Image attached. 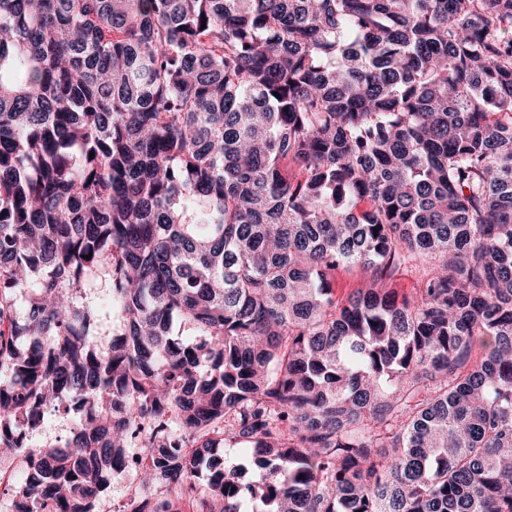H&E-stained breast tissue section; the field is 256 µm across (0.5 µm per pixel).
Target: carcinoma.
Listing matches in <instances>:
<instances>
[{"instance_id":"carcinoma-1","label":"carcinoma","mask_w":512,"mask_h":512,"mask_svg":"<svg viewBox=\"0 0 512 512\" xmlns=\"http://www.w3.org/2000/svg\"><path fill=\"white\" fill-rule=\"evenodd\" d=\"M16 457L13 512L132 457L129 512H512V0H0ZM332 284L336 291V296L346 299L357 289L366 288L369 285V279L359 269L337 270L333 274ZM77 305H93L105 309L110 302V291L103 278L94 276L89 278L81 291L75 295ZM74 422L72 413L65 414L51 406L45 412L42 427L28 435L27 443L31 448L64 446L72 437Z\"/></svg>"}]
</instances>
